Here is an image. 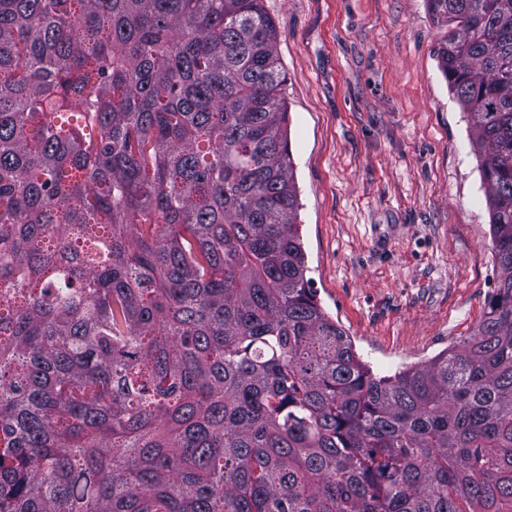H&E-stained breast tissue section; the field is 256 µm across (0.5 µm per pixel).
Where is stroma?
<instances>
[{"label":"stroma","mask_w":512,"mask_h":512,"mask_svg":"<svg viewBox=\"0 0 512 512\" xmlns=\"http://www.w3.org/2000/svg\"><path fill=\"white\" fill-rule=\"evenodd\" d=\"M287 74L307 276L379 376L469 337L498 267L482 160L426 0H264Z\"/></svg>","instance_id":"35a3bbf8"}]
</instances>
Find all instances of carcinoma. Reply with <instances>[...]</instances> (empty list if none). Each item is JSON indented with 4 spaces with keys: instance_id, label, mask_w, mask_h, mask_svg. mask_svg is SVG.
Here are the masks:
<instances>
[{
    "instance_id": "cac0c4a2",
    "label": "carcinoma",
    "mask_w": 512,
    "mask_h": 512,
    "mask_svg": "<svg viewBox=\"0 0 512 512\" xmlns=\"http://www.w3.org/2000/svg\"><path fill=\"white\" fill-rule=\"evenodd\" d=\"M500 269L376 376L306 277L263 0H0V512H512V0H427Z\"/></svg>"
}]
</instances>
